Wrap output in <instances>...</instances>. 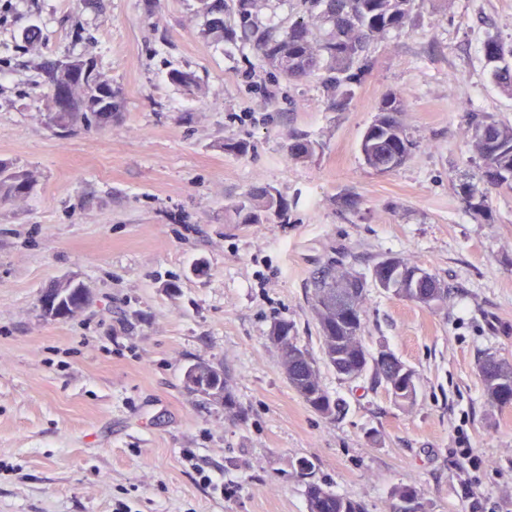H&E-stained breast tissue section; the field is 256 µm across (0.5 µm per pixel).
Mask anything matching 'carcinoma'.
I'll return each mask as SVG.
<instances>
[{
  "label": "carcinoma",
  "instance_id": "1",
  "mask_svg": "<svg viewBox=\"0 0 512 512\" xmlns=\"http://www.w3.org/2000/svg\"><path fill=\"white\" fill-rule=\"evenodd\" d=\"M206 17L205 34L228 44L241 45L286 80L298 81L314 73H323L321 85L330 107L342 108L352 100L369 71L364 55L368 43L390 30H402L410 22L416 0H299L308 19L296 20L288 25L265 21L261 17L263 0H200ZM493 52L500 55L503 65L493 81L512 93V45L495 35H487ZM44 85L63 84L72 88L80 84L84 97L70 99L67 112L52 110L49 124L67 133L76 128L99 130L112 123L123 107L120 93L112 89V82L102 79L98 62L93 56H65L50 60L42 67ZM171 82L190 89L198 84L194 72L174 70ZM403 112V97L388 93L382 100L379 113L367 127L361 139L364 160L377 170L388 164L397 153L408 158L412 146L406 130L399 120ZM473 126H490L495 139L488 141L474 135L483 166L481 172L489 175L487 187L481 189L473 182L461 185L463 200L475 211L487 209L488 189L512 190V124L496 121L489 116L475 117ZM318 144L306 137H298L289 147L292 159L311 158ZM33 180L24 171H17L0 161V202L27 195ZM289 204L270 186L251 189L233 205L239 224H286ZM415 267L401 264L390 292L413 302H420L415 289L410 287ZM64 295L62 306L65 317L84 309L79 292L89 293L86 286L73 280L56 284ZM336 278H324L317 286L312 310L319 322L323 339V360L332 368L346 372L365 365L367 349L360 336L361 325L347 319V308L338 299ZM398 358L385 366L374 368L376 382L390 385L396 382ZM289 383L302 400L321 416L334 420L344 405L324 388L316 359L305 348L297 347L283 358ZM479 376L488 403L504 407L506 397L512 394V363L498 360L489 365L482 360ZM186 383L193 391L213 396L215 389L224 395V407L235 405L224 372L206 363L192 365L185 374ZM309 512H361L360 505L318 484L307 492Z\"/></svg>",
  "mask_w": 512,
  "mask_h": 512
}]
</instances>
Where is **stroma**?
I'll return each mask as SVG.
<instances>
[{"label": "stroma", "instance_id": "obj_1", "mask_svg": "<svg viewBox=\"0 0 512 512\" xmlns=\"http://www.w3.org/2000/svg\"><path fill=\"white\" fill-rule=\"evenodd\" d=\"M204 23L199 0H0V160L34 180L0 205V512H308L312 482L362 512H397L403 486L422 512H512V407L487 403L477 371L512 361V191L484 212L460 194L482 163L473 112L512 122L483 53L486 34L512 43V0H417L341 111L317 77L285 81ZM62 55L95 57L121 91L111 126L49 127L41 65ZM390 92L414 148L380 173L359 144ZM298 136L312 158L289 156ZM237 140L246 155L225 151ZM261 185L289 223H236L229 205ZM388 257L442 299L377 288ZM323 270L367 280L362 340L414 370L412 404L324 366L346 403L329 420L290 387L270 331L288 321L321 357ZM63 278L91 301L52 319L38 298ZM199 362L227 374L235 408L188 390ZM400 263L401 270L398 272L397 278L393 280V288H391L389 292L395 296L426 305L428 303L423 302L417 297L414 288H433L429 292H426L425 290L422 291L424 294L427 293L424 295V297L430 302H433L434 299L439 295V290L436 288H442L441 285L435 281V279L429 273L425 271H416V285L414 288H410L411 275L414 270L417 269V267L409 266L402 261H400Z\"/></svg>", "mask_w": 512, "mask_h": 512}]
</instances>
